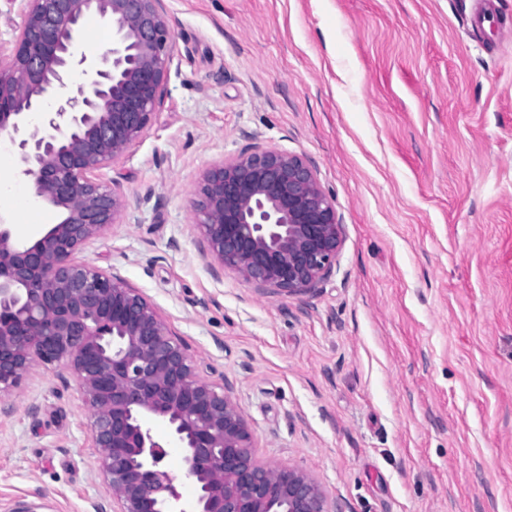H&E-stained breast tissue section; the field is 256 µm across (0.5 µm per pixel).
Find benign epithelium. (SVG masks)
<instances>
[{
	"label": "benign epithelium",
	"instance_id": "7a95c632",
	"mask_svg": "<svg viewBox=\"0 0 512 512\" xmlns=\"http://www.w3.org/2000/svg\"><path fill=\"white\" fill-rule=\"evenodd\" d=\"M8 2L19 4L23 21L11 51L0 50V136L17 147L34 196L61 219L31 244L0 221V393L17 388L36 362L77 378L116 512H342L305 471L257 458L241 408L226 388L198 378L136 289L75 260L120 223L125 197L99 171L140 141L164 96L173 42L158 0ZM90 11L112 22V47L92 59L78 51ZM75 67L85 76L80 96L58 100L16 140ZM193 208L203 255L257 288L302 295L336 264L343 225L298 155L257 149L211 166ZM148 418L164 422L183 448L195 498L177 490Z\"/></svg>",
	"mask_w": 512,
	"mask_h": 512
}]
</instances>
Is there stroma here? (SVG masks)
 Returning a JSON list of instances; mask_svg holds the SVG:
<instances>
[{
  "label": "stroma",
  "instance_id": "35a3bbf8",
  "mask_svg": "<svg viewBox=\"0 0 512 512\" xmlns=\"http://www.w3.org/2000/svg\"><path fill=\"white\" fill-rule=\"evenodd\" d=\"M160 108L101 169L123 221L80 262L137 289L198 377L229 385L256 456L314 476L345 512H512V0H161ZM255 148L308 159L343 226L336 265L287 296L213 272L192 202ZM0 221L32 202L0 139ZM75 377L35 364L0 396V512H112ZM168 450L184 498L182 449Z\"/></svg>",
  "mask_w": 512,
  "mask_h": 512
}]
</instances>
